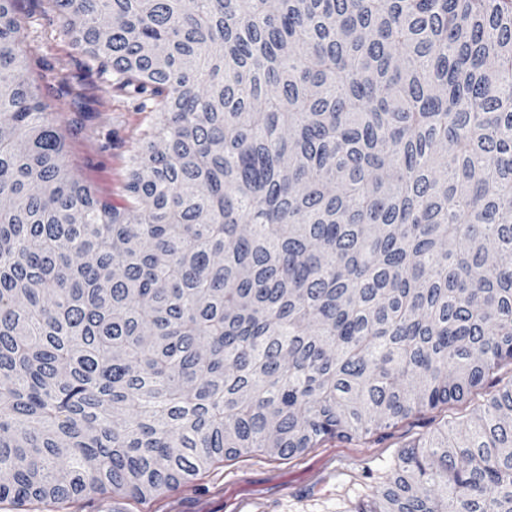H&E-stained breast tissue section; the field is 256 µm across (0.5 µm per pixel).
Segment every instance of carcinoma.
<instances>
[{"instance_id":"obj_1","label":"carcinoma","mask_w":512,"mask_h":512,"mask_svg":"<svg viewBox=\"0 0 512 512\" xmlns=\"http://www.w3.org/2000/svg\"><path fill=\"white\" fill-rule=\"evenodd\" d=\"M158 123L74 178L0 0V505L145 503L460 402L369 512H512V0H48Z\"/></svg>"}]
</instances>
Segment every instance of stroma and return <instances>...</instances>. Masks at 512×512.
<instances>
[{
    "label": "stroma",
    "mask_w": 512,
    "mask_h": 512,
    "mask_svg": "<svg viewBox=\"0 0 512 512\" xmlns=\"http://www.w3.org/2000/svg\"><path fill=\"white\" fill-rule=\"evenodd\" d=\"M46 9V0L18 5L30 77L51 89L71 173L100 196L120 200L131 158L153 132L157 115L138 108L132 89L117 88L90 69L86 53L48 22ZM482 400L478 390L443 410L361 439L334 438L285 460L244 454L143 504L79 499L66 512H365L409 446L424 440L442 417L469 415Z\"/></svg>",
    "instance_id": "35a3bbf8"
}]
</instances>
